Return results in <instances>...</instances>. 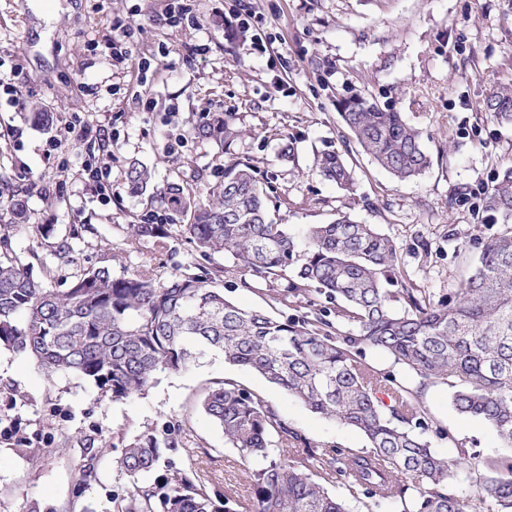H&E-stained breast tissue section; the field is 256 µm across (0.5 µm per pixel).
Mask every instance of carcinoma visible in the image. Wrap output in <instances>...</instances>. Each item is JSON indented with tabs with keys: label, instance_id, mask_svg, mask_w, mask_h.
I'll return each mask as SVG.
<instances>
[{
	"label": "carcinoma",
	"instance_id": "carcinoma-1",
	"mask_svg": "<svg viewBox=\"0 0 512 512\" xmlns=\"http://www.w3.org/2000/svg\"><path fill=\"white\" fill-rule=\"evenodd\" d=\"M342 120L375 162L398 181L423 175L430 158L421 133L401 113L350 91L337 100ZM483 109L512 123V85L499 87ZM235 114L219 112L198 136L219 143L238 138ZM320 173L352 186L336 152L318 159ZM151 171L133 164L131 190ZM269 195L250 164L224 168L200 200L178 183L158 193L160 206L188 219L185 233L203 254L233 258L242 287L292 282L272 300L291 309L314 294L341 299L322 310L276 318L238 306L213 278L179 272L158 283L148 270L115 277L101 266L75 276L63 291L46 286L12 259H0V350L24 354L47 377L75 375L102 397L123 400L148 390L160 372H178L208 352L254 371L300 400L314 414L363 434L369 447H327L285 420L262 394L224 380L202 402L221 427L224 445L241 459L247 499L216 489L201 461L186 451L182 466L162 482L144 484L163 455L184 447L176 416L141 429L122 448L118 465L130 485L112 495V512H512V226L482 241L477 263L450 305L415 288L398 267L395 241L371 224L343 214L296 231L268 217ZM483 211L512 219V168L479 196ZM13 220L0 242L27 218L22 199L7 201ZM169 236L165 224H130L128 237ZM397 301L400 307L391 306ZM378 350L401 365L405 385L365 360ZM442 385L454 408L492 428L509 452L483 457L459 447L439 454L428 433L442 434L423 396ZM100 452L85 449L73 497L95 477ZM462 478L466 488L449 489Z\"/></svg>",
	"mask_w": 512,
	"mask_h": 512
}]
</instances>
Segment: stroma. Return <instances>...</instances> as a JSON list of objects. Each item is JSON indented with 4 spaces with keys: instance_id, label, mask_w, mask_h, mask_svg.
Here are the masks:
<instances>
[{
    "instance_id": "1",
    "label": "stroma",
    "mask_w": 512,
    "mask_h": 512,
    "mask_svg": "<svg viewBox=\"0 0 512 512\" xmlns=\"http://www.w3.org/2000/svg\"><path fill=\"white\" fill-rule=\"evenodd\" d=\"M169 0H0V65L17 68L20 103L0 97V201L27 203L26 226L14 231L0 256L64 288L83 270L109 266L113 275L152 269L158 282L173 272L224 268L216 280L239 306L278 314L265 282L239 287L230 256H201L175 216L165 248L153 239L128 242L127 227L159 212L155 188L180 183L206 197L226 166L253 163L277 199L272 218L300 228L348 214L374 225L398 246V263L418 288L453 297L472 272L478 251L471 240L491 235L502 219L479 210V196L512 166V124L482 111L499 85L512 83V0H195L198 25L173 26ZM60 8L59 22L37 17L41 4ZM257 24L227 40L235 16ZM134 21L133 41L150 67L93 56L91 47L123 18ZM204 54L189 55V45ZM97 88L86 94L85 85ZM353 85L401 112L422 133L431 166L399 182L377 166L344 127L336 100ZM49 112V128L29 115ZM231 112L241 130L232 143L199 138L215 113ZM111 127V202L84 189L82 147L65 140L71 114ZM58 139L48 150V139ZM294 145L281 158L283 141ZM180 141L169 157L166 143ZM338 152L353 168V192L339 189L316 166L318 155ZM152 169L153 187L128 189L131 162ZM468 195H461V188ZM54 225L45 238L38 227ZM69 259L56 256L60 243ZM231 379L262 393L289 423L317 442L364 448L357 430L310 412L261 376L208 355L188 368L163 372L141 395L99 397L74 376L46 378L25 357L0 351V512H111L113 494L129 479L117 464L120 449L144 425L177 415L187 420L188 446L209 454L205 466L218 485H242L235 450L203 412L216 383ZM424 402L444 436H432L445 456L456 446L484 456L500 452L496 433L458 414L448 392L429 387ZM111 446L82 498L73 499L75 469L101 435ZM50 445L52 457L16 453L17 440Z\"/></svg>"
}]
</instances>
